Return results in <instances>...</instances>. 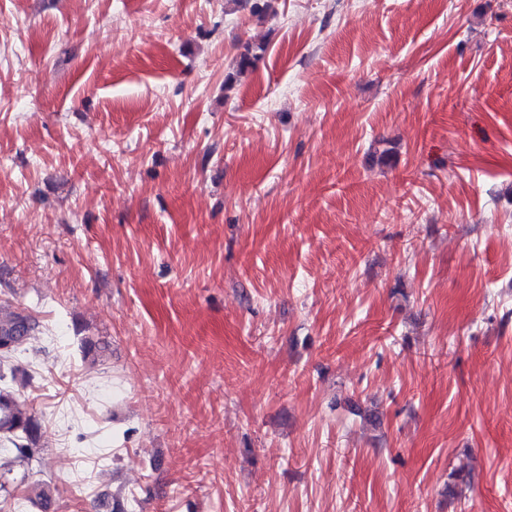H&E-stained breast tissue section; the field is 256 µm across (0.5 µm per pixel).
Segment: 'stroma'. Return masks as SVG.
<instances>
[{"label":"stroma","mask_w":512,"mask_h":512,"mask_svg":"<svg viewBox=\"0 0 512 512\" xmlns=\"http://www.w3.org/2000/svg\"><path fill=\"white\" fill-rule=\"evenodd\" d=\"M255 2L0 0V512H512V0ZM36 320L25 309L0 304V357L19 351L36 328ZM40 437L39 427L27 406L8 388L0 387V442H8L16 459H29Z\"/></svg>","instance_id":"stroma-1"}]
</instances>
